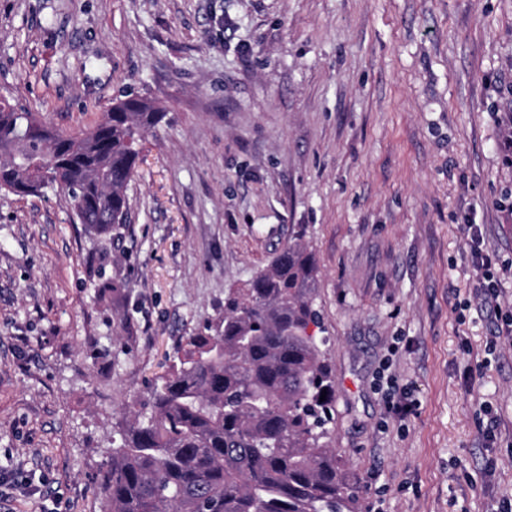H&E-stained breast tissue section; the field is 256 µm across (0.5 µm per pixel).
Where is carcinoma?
<instances>
[{
    "label": "carcinoma",
    "instance_id": "obj_1",
    "mask_svg": "<svg viewBox=\"0 0 512 512\" xmlns=\"http://www.w3.org/2000/svg\"><path fill=\"white\" fill-rule=\"evenodd\" d=\"M162 116L125 94L73 137L0 97V190L57 183L81 223L106 233L127 221L140 141ZM317 284L297 237L224 292V313L136 399L103 478V512H361L328 427L336 381L308 334Z\"/></svg>",
    "mask_w": 512,
    "mask_h": 512
}]
</instances>
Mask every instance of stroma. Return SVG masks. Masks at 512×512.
Instances as JSON below:
<instances>
[{
  "mask_svg": "<svg viewBox=\"0 0 512 512\" xmlns=\"http://www.w3.org/2000/svg\"><path fill=\"white\" fill-rule=\"evenodd\" d=\"M126 92L165 116L125 224L0 191V471L39 488L0 512H103L135 398L298 235L363 512L512 500V0H0V94L75 135ZM467 229V238L470 239L471 242L470 249L472 266L479 276L477 279L478 288H481V293L485 297L494 298L496 296V289L490 280V272L492 267L497 264V259L494 255L484 253L481 249H479L476 231L473 230V226L471 224L467 225Z\"/></svg>",
  "mask_w": 512,
  "mask_h": 512,
  "instance_id": "stroma-1",
  "label": "stroma"
}]
</instances>
